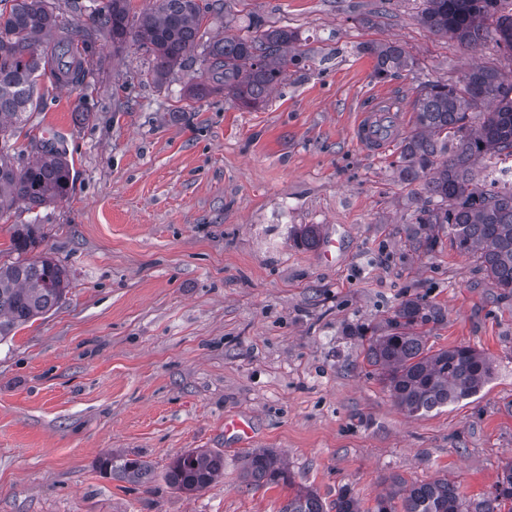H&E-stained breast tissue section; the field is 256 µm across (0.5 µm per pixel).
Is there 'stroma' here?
I'll return each mask as SVG.
<instances>
[{"instance_id":"obj_1","label":"stroma","mask_w":512,"mask_h":512,"mask_svg":"<svg viewBox=\"0 0 512 512\" xmlns=\"http://www.w3.org/2000/svg\"><path fill=\"white\" fill-rule=\"evenodd\" d=\"M420 0H224L205 39L286 27L304 60L256 108L214 94L185 111L200 64L164 84L139 44L99 38L88 90L37 81L40 105L10 142L21 159L49 138L74 167L67 196L0 218L37 224L29 258H53L64 298L0 343V512H280L289 488L246 487L247 448L275 450L294 485L331 505L349 489L373 506L391 478L448 477L468 498L512 462V295L493 288L445 224L418 223L417 184L398 144L371 153L352 134L371 98L411 104L424 81L512 53H474L430 34ZM394 42L411 64L386 80L360 53ZM340 246L324 260L296 232ZM436 309L433 349L471 346L493 373L474 397L401 410L368 365L362 332H384L407 299ZM247 420L249 447L224 435ZM223 453L224 476L185 494L164 474L179 453ZM114 453L148 463L143 483L97 468Z\"/></svg>"}]
</instances>
